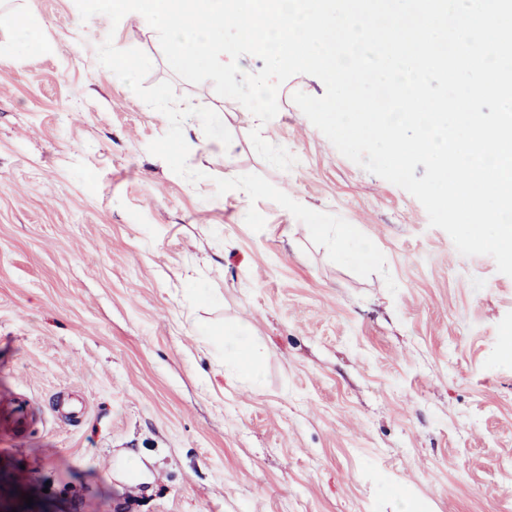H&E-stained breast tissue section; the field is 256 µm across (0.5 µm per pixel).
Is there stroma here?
<instances>
[{
    "label": "stroma",
    "instance_id": "35a3bbf8",
    "mask_svg": "<svg viewBox=\"0 0 512 512\" xmlns=\"http://www.w3.org/2000/svg\"><path fill=\"white\" fill-rule=\"evenodd\" d=\"M49 49L0 29V500L15 512H512V277L465 257L404 189L344 157L292 100L259 123L176 75L134 18L75 0H0ZM152 61L145 85L224 115L230 147L184 123L197 183L147 150L167 118L110 78L106 37ZM256 173L338 215L398 285L331 262L305 224L215 181ZM251 328L261 382L227 363ZM33 495L26 505L25 495ZM1 418L9 427L12 435L23 439L30 426L32 415L26 404L17 403L2 406Z\"/></svg>",
    "mask_w": 512,
    "mask_h": 512
}]
</instances>
